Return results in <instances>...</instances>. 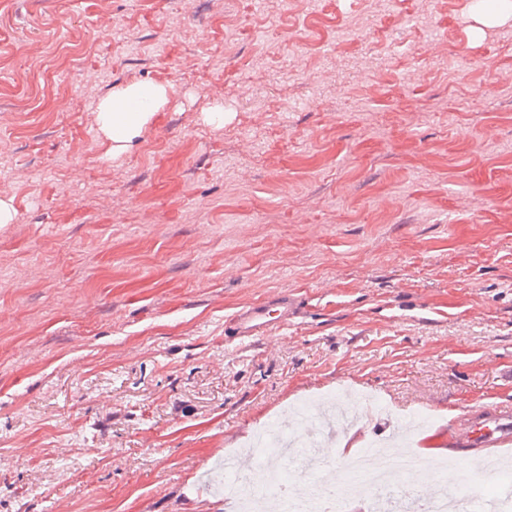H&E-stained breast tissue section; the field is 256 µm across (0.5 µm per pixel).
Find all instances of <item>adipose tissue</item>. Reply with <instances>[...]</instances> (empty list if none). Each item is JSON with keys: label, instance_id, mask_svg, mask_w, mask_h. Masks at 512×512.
Returning a JSON list of instances; mask_svg holds the SVG:
<instances>
[{"label": "adipose tissue", "instance_id": "adipose-tissue-1", "mask_svg": "<svg viewBox=\"0 0 512 512\" xmlns=\"http://www.w3.org/2000/svg\"><path fill=\"white\" fill-rule=\"evenodd\" d=\"M172 90L162 83L130 81L116 86L97 105L100 132L112 145L113 155L126 152L168 105Z\"/></svg>", "mask_w": 512, "mask_h": 512}]
</instances>
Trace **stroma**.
Masks as SVG:
<instances>
[{"label":"stroma","instance_id":"35a3bbf8","mask_svg":"<svg viewBox=\"0 0 512 512\" xmlns=\"http://www.w3.org/2000/svg\"><path fill=\"white\" fill-rule=\"evenodd\" d=\"M131 80L173 94L116 158ZM1 198L0 512H239L206 471L347 388L450 461L512 404V13L0 0ZM276 292L288 325L225 335ZM512 442V407L485 405L470 411L458 428L457 446L471 448L500 447Z\"/></svg>","mask_w":512,"mask_h":512}]
</instances>
